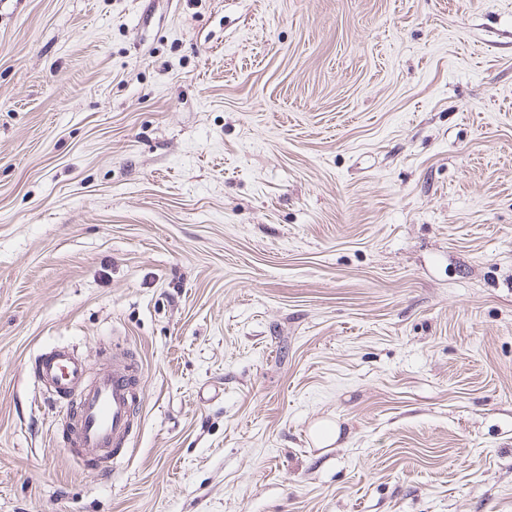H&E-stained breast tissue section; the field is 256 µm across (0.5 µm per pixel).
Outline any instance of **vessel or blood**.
Segmentation results:
<instances>
[{"label":"vessel or blood","mask_w":512,"mask_h":512,"mask_svg":"<svg viewBox=\"0 0 512 512\" xmlns=\"http://www.w3.org/2000/svg\"><path fill=\"white\" fill-rule=\"evenodd\" d=\"M34 373L50 398L67 405L64 441L74 461H82L89 449L101 464L115 463L126 454L136 409L144 398L131 365L118 364L91 377L73 350L58 346L35 358Z\"/></svg>","instance_id":"1"}]
</instances>
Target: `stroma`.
Returning a JSON list of instances; mask_svg holds the SVG:
<instances>
[{
  "mask_svg": "<svg viewBox=\"0 0 512 512\" xmlns=\"http://www.w3.org/2000/svg\"><path fill=\"white\" fill-rule=\"evenodd\" d=\"M0 512H512V0H0ZM34 373L50 398L66 403L69 418L64 441L75 462L84 452L97 453L98 474L112 471V464L127 452L137 425L136 409L144 398L143 387L132 365L117 364L93 378L84 361L68 347H54L34 360ZM110 466L102 468V464Z\"/></svg>",
  "mask_w": 512,
  "mask_h": 512,
  "instance_id": "stroma-1",
  "label": "stroma"
}]
</instances>
